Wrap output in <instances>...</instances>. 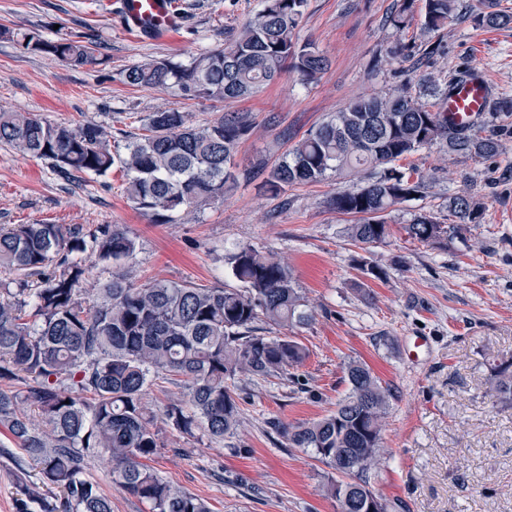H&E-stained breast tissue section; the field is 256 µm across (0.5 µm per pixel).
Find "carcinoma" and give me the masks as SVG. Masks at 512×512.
Masks as SVG:
<instances>
[{"label":"carcinoma","instance_id":"carcinoma-1","mask_svg":"<svg viewBox=\"0 0 512 512\" xmlns=\"http://www.w3.org/2000/svg\"><path fill=\"white\" fill-rule=\"evenodd\" d=\"M422 26L440 31L462 17L457 0H423ZM306 0H265L260 13L220 50L187 64L150 60L124 72L134 87L173 89L192 99L235 101L280 78L290 66L304 83L315 81L327 59L294 41ZM402 0L389 19L396 28L413 19ZM470 17L486 28L512 25L500 0H479ZM28 51L52 54L74 66H99L94 45L69 34L49 40L19 32ZM487 109L512 116V98H491ZM252 125L239 112L203 125L177 110L151 113L143 133L112 149L103 127L52 124L31 112L0 111V143L49 161L57 179L79 184L112 168L125 177L133 207L155 224H168L224 196L236 183L234 157ZM438 145L463 157L492 159L501 152L495 134L458 128L405 86L384 96L360 97L311 129L276 164L263 170L273 197L333 174L368 173L356 190L328 200L355 218L347 234L361 245L390 236L386 212L424 189L423 175L396 167L421 149ZM457 223H437L429 212L405 226L408 237L433 245L472 224L479 209L466 195L448 198ZM136 240L122 224L0 225V428L38 470L25 484L16 512H112V501L85 477L88 459L107 456L112 481L147 504L149 512H211L208 504L155 473L145 461L163 447V430L200 434L221 444L239 421L235 380L285 377L306 357L286 330L306 325L313 310L280 259L243 245L227 256L240 288H210L191 281L137 285L125 270ZM112 277L91 281L95 262ZM285 334L272 336V331ZM491 392L512 406V362L493 367ZM348 392L336 409L309 423L285 426L290 448L311 450L336 478L327 493L340 512H363L375 498L369 474L379 464L390 389L358 362L347 366ZM179 382L181 397L154 410L145 402L152 379ZM362 465L342 470L336 456Z\"/></svg>","mask_w":512,"mask_h":512}]
</instances>
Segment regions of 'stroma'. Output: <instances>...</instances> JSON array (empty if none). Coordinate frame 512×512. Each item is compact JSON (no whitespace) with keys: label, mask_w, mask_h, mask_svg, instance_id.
<instances>
[{"label":"stroma","mask_w":512,"mask_h":512,"mask_svg":"<svg viewBox=\"0 0 512 512\" xmlns=\"http://www.w3.org/2000/svg\"><path fill=\"white\" fill-rule=\"evenodd\" d=\"M399 2L307 0L295 39L325 55L327 70L311 84L289 71L252 97L220 102L132 87L124 71L151 59L185 64L223 48L264 0H173L183 24L153 42L124 31L106 0H0V110L71 127L97 124L118 145L160 110L187 113L196 125L227 112L249 116L234 190L169 224L150 223L131 206L119 170L65 186L47 161L0 144V224L126 225L137 245L126 268L139 283L233 288L227 254L240 245L270 250L314 306L313 321L291 330L307 349L291 375L237 380L239 426L231 437L216 445L169 430L149 460L162 479L205 499L211 512H339L324 492L330 469L312 452L287 447L280 428L333 410L353 361L368 365L392 393L385 452L371 479L377 494L397 502L399 512H512V407L489 395L493 365L512 360V118L495 126L502 152L494 159L435 147L402 160L403 170L425 174L428 187L393 208L386 217L391 235L374 247L353 243L346 232L351 216L327 205L336 191L359 187L360 175L273 197L254 174L361 96L429 78L442 83L470 69L494 95L512 98V27L481 29L467 19L428 32L415 0L413 21L399 30L388 21ZM18 31L47 39L81 35L105 64L88 69L31 53L16 41ZM413 43L438 51L422 61H388V50ZM456 194L474 197L479 223L439 244L407 237L405 225L422 211L451 224L448 199ZM364 261L387 266V279L366 277ZM418 336L429 337V347L414 348ZM109 470L95 457L85 474L111 499L112 512H147ZM34 473L0 430V512H15L17 479Z\"/></svg>","instance_id":"35a3bbf8"}]
</instances>
